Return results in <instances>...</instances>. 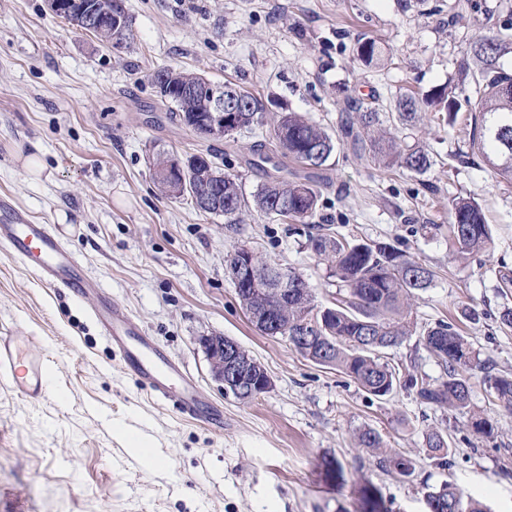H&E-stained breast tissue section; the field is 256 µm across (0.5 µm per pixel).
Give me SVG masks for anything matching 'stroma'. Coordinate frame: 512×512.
<instances>
[{"instance_id":"obj_1","label":"stroma","mask_w":512,"mask_h":512,"mask_svg":"<svg viewBox=\"0 0 512 512\" xmlns=\"http://www.w3.org/2000/svg\"><path fill=\"white\" fill-rule=\"evenodd\" d=\"M135 40L116 50L73 29L45 0H0V197L32 221L54 225L94 290L77 300L45 284L0 245V335L31 336L49 360L36 399L0 374V512H356L349 491L326 481L339 460L347 482L378 485L395 512H425L421 480L454 482L491 512H512V415L494 412L495 440L463 429L455 414L421 406L399 389L372 400L335 368L300 356L282 336L249 321L226 270L246 246L295 268L316 304L340 283L290 221L223 217L162 194L150 159L157 151L205 152L253 195L272 166L249 165L242 144L270 141L278 113H307L337 139L327 167L314 171L315 221L340 236L393 244L436 273L418 292V325L456 321L483 360L512 372V185L496 179L469 147L470 119L424 120L407 132L429 151L426 173L386 172L339 137L355 109L390 115L403 94L462 82L467 49L512 25V0H124ZM387 48L379 63L356 55L359 37ZM172 65L230 81L264 107L255 137L204 140L160 103L152 73ZM42 153L41 176L24 157ZM475 198L495 247L448 250V202ZM127 309L146 336L224 409L216 431L152 401L125 373L92 312L100 296ZM480 319H461L462 308ZM235 340L266 369L270 389L243 402L224 392L199 345ZM451 436L441 468L423 443L427 428ZM146 438L154 462L133 453L118 429ZM385 449L416 459L419 478L397 482L356 447L363 429Z\"/></svg>"}]
</instances>
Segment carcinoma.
<instances>
[{"mask_svg":"<svg viewBox=\"0 0 512 512\" xmlns=\"http://www.w3.org/2000/svg\"><path fill=\"white\" fill-rule=\"evenodd\" d=\"M95 11L108 21L94 29L76 24L75 28L93 35L103 44H110L118 33L129 46L134 40L132 20L123 0H90ZM120 18V28L112 26V14ZM512 28L505 26L492 35L474 41L467 54L474 67H464L471 76L475 94L462 90H439L423 98L403 95L396 103L395 119L401 126H416L423 113L432 111L451 124L458 113L466 112L471 119V149L478 151L488 162L495 176L512 181V73L499 64L503 43ZM381 42L368 37L357 40V54L368 64L381 56ZM204 75L174 67H162L151 75L153 85L162 84L169 91L159 92L160 101L174 118L203 136L210 119L209 102L202 94L191 89L199 85ZM224 89L238 94L242 107L235 127H224V137L250 133L258 123L262 105L249 91L230 81ZM343 138L354 145L370 144L374 161L387 169L397 167L423 174L433 165L430 154L423 147L409 144L397 132L383 126L379 113L368 110L342 129ZM272 153L265 152V144L249 146L254 160L261 165L277 156L274 169L278 175L263 183L253 194L254 209L265 215L283 217L305 225L306 236L313 253L328 262L332 276L344 288V293L329 306L314 304L312 289L303 274L288 269V286L295 295L284 300L273 299L277 287L279 265L257 262L266 276L258 287L236 286L241 305L250 315L258 331L271 336H313L309 344L292 343V347L308 360L323 366L335 367L350 377L365 393L377 399L400 388L412 393L422 405L435 410H449L462 418V426L482 438H494L497 422L487 413L474 410L471 403V379L475 372L483 373V382L490 391V406L512 414V374L493 371V366L479 358L468 337L454 324L438 320L420 334V342L435 358L440 375L430 378L419 375L411 367L395 368L382 361V351L399 345L410 333L412 299L416 292L429 288L434 271L397 248L384 243H366L334 237L325 233H312L316 225L319 192L312 181L288 180V166L321 170L327 166L335 142L330 134L299 112H285L274 129ZM168 153L157 152L150 165L154 178L166 194H171L160 171L166 164ZM183 187L178 196H188L200 211L224 216V223L232 225L248 208L241 185L230 174L224 173L203 153L188 155ZM224 200V212L219 213L200 204L208 197ZM451 223L448 224V248L457 254L486 252L493 248L494 240L480 204L471 197H455L449 202ZM278 323L274 327L268 322ZM425 447L438 465L449 464L450 439L440 429H431L424 435ZM360 448L378 449L382 445L379 433L365 429L356 436ZM378 468L401 482L417 477L416 462L402 455L379 453ZM325 478L342 487L346 484L344 467L339 460L326 463ZM427 512H486L481 502L465 497L452 482L438 486L422 482ZM357 512H392L390 501L372 481L365 479L353 490Z\"/></svg>","mask_w":512,"mask_h":512,"instance_id":"obj_1","label":"carcinoma"}]
</instances>
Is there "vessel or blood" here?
I'll return each instance as SVG.
<instances>
[{
  "label": "vessel or blood",
  "mask_w": 512,
  "mask_h": 512,
  "mask_svg": "<svg viewBox=\"0 0 512 512\" xmlns=\"http://www.w3.org/2000/svg\"><path fill=\"white\" fill-rule=\"evenodd\" d=\"M0 243L41 280L66 289L75 297H83L92 286L52 225L33 223L3 197L0 198ZM94 314L111 336L125 369L144 382L158 401L214 427H223V411L179 376L176 365L156 350L126 309L106 305L95 309ZM1 371L11 375L22 396L37 398L46 389L48 365L33 338L0 336Z\"/></svg>",
  "instance_id": "obj_1"
}]
</instances>
